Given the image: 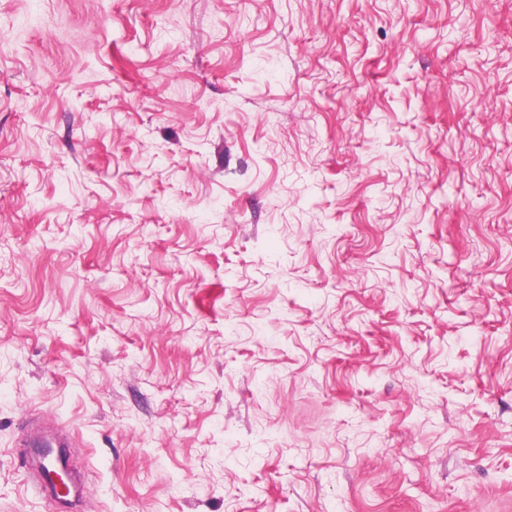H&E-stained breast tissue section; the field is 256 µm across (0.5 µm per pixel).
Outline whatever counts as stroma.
I'll return each mask as SVG.
<instances>
[{"mask_svg":"<svg viewBox=\"0 0 512 512\" xmlns=\"http://www.w3.org/2000/svg\"><path fill=\"white\" fill-rule=\"evenodd\" d=\"M512 512V0H0V512ZM66 468L64 456L60 451L51 450L49 455L39 463V482L36 490L42 496L48 492L57 500L64 511H73V503H85L88 509V490L80 480H72L69 483L68 493L59 497L53 488L51 475Z\"/></svg>","mask_w":512,"mask_h":512,"instance_id":"obj_1","label":"stroma"}]
</instances>
